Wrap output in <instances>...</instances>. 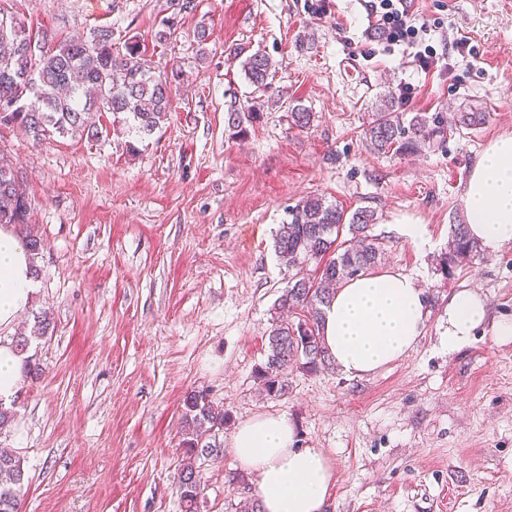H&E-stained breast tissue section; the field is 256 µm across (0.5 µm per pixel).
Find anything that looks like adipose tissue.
Here are the masks:
<instances>
[{"instance_id": "ef3b65f1", "label": "adipose tissue", "mask_w": 512, "mask_h": 512, "mask_svg": "<svg viewBox=\"0 0 512 512\" xmlns=\"http://www.w3.org/2000/svg\"><path fill=\"white\" fill-rule=\"evenodd\" d=\"M468 232L487 252L512 242V135L490 143L464 192ZM35 280L16 235L0 228V325L27 307ZM428 310L415 278L384 269L344 284L324 309L323 339L334 365L349 378L375 373L409 354L423 334ZM512 339V321L490 319L488 303L471 292L448 302V349L469 344L475 330ZM297 429L283 415L242 422L231 451L249 475L262 512H326L336 472L321 448L296 447Z\"/></svg>"}]
</instances>
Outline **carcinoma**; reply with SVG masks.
Returning <instances> with one entry per match:
<instances>
[{
  "mask_svg": "<svg viewBox=\"0 0 512 512\" xmlns=\"http://www.w3.org/2000/svg\"><path fill=\"white\" fill-rule=\"evenodd\" d=\"M173 13L164 18L157 41H168L183 16L196 8L195 0H172ZM10 24L0 33V126L20 129L36 143L54 135L86 136L121 131L149 136L164 124L171 112L173 86L178 72L155 73L147 65L140 40L135 36L115 38L112 28L98 25L86 36H62L55 32L34 33L24 20L0 7V18ZM229 55L241 60L248 80L267 85L271 62L262 50L234 45ZM111 114L112 121L98 127L89 116ZM484 112H460L454 123L477 127L485 123ZM255 113L235 102L227 110V127L233 134L245 131L244 124ZM443 120L415 112L407 116L387 105L373 114L364 135L369 149L378 154L400 156L417 153L444 137ZM31 201L20 182L13 161L0 153V224L10 226L28 253L34 274L46 243L29 228ZM289 220L276 235L275 251L295 270L278 299L277 309L296 318L273 320L266 339L264 360L254 377L271 398L288 395L289 372L316 374L331 365V357L320 335L324 306L336 288L367 274L383 254L381 242L370 234L371 211L357 209L347 214L344 207L309 195L288 209ZM478 244L468 234V225L455 224L445 260L455 264L477 252ZM53 321L34 318L29 332L11 337L21 358L22 381L39 378L42 369L30 355L32 347L52 335ZM17 419L14 403L0 401V433ZM231 416L214 403L204 389L184 395L181 410L182 454L177 473V491L183 512H201L206 480L197 460L224 455V427ZM25 481L21 457L11 448H0V512H20V492Z\"/></svg>",
  "mask_w": 512,
  "mask_h": 512,
  "instance_id": "cac0c4a2",
  "label": "carcinoma"
}]
</instances>
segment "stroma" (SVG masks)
<instances>
[{"label":"stroma","instance_id":"obj_1","mask_svg":"<svg viewBox=\"0 0 512 512\" xmlns=\"http://www.w3.org/2000/svg\"><path fill=\"white\" fill-rule=\"evenodd\" d=\"M195 2L161 45L154 33L171 0H0L36 32L107 25L137 36L154 71L183 73L166 124L142 140L36 144L0 126L32 230L47 243L32 299L0 339L42 313L55 322L36 349L44 373L20 385L17 422L0 437L27 471L21 512H182L174 477L182 400L194 388L229 411L225 436L281 414L300 446L324 449L336 470L328 512H512V340L485 327L458 351L443 342L448 300L463 290L512 321V242L441 268L472 168L512 135V0H415L427 44L448 55L431 69L387 52L365 0H329L320 15L310 0ZM236 43L270 56V89L228 56ZM234 98L257 114L237 137L225 122ZM388 101L398 112L488 119L420 155H382L363 131ZM295 105L312 112L309 128L293 126ZM313 194L374 212L380 268L418 280L428 318L397 363L358 379L297 371L277 400L254 378L289 277L274 238L289 207ZM401 224L423 225L425 245ZM200 466L201 512L252 496L251 482L229 481L240 472L232 454Z\"/></svg>","mask_w":512,"mask_h":512}]
</instances>
